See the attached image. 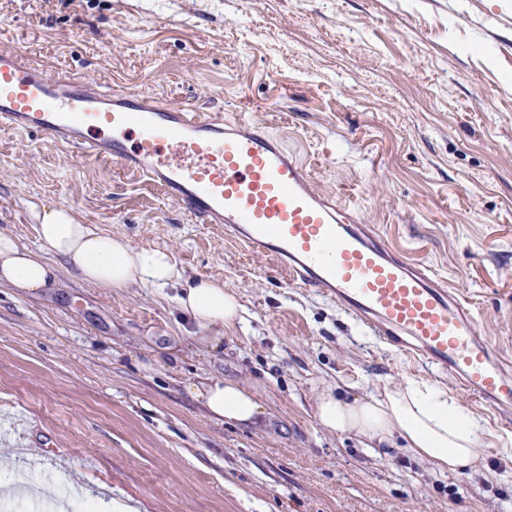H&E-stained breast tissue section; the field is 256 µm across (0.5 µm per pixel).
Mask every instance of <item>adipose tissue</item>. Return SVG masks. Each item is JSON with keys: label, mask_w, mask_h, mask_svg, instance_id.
<instances>
[{"label": "adipose tissue", "mask_w": 512, "mask_h": 512, "mask_svg": "<svg viewBox=\"0 0 512 512\" xmlns=\"http://www.w3.org/2000/svg\"><path fill=\"white\" fill-rule=\"evenodd\" d=\"M36 231L56 260L73 267L80 279L99 288L153 285L179 287L180 310L206 332L207 344L217 346L227 326L238 317L236 298L222 281L185 275L167 249L136 247L126 239L78 223L64 206L44 209ZM55 260V262H56ZM55 262L21 245L10 233L0 232V285L36 297L57 279ZM212 418L253 425L264 410L252 390L231 380H206L187 388ZM316 416L326 429L353 436L368 448H400L432 470H479L476 419L447 389L423 381H407L385 388L380 395L343 401L332 389L316 398Z\"/></svg>", "instance_id": "1"}]
</instances>
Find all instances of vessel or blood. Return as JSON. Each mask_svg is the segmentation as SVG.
<instances>
[{
    "label": "vessel or blood",
    "instance_id": "obj_1",
    "mask_svg": "<svg viewBox=\"0 0 512 512\" xmlns=\"http://www.w3.org/2000/svg\"><path fill=\"white\" fill-rule=\"evenodd\" d=\"M0 127L39 134L164 190L205 224L319 290L383 342L453 380L512 425V370L446 282L396 255L362 211L320 190L285 140L244 113L177 108L52 72L0 48Z\"/></svg>",
    "mask_w": 512,
    "mask_h": 512
}]
</instances>
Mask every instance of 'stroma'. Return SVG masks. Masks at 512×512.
Here are the masks:
<instances>
[{
  "mask_svg": "<svg viewBox=\"0 0 512 512\" xmlns=\"http://www.w3.org/2000/svg\"><path fill=\"white\" fill-rule=\"evenodd\" d=\"M512 0H0V47L53 71L250 118L317 187L453 286L512 359ZM136 246L243 307L214 348L173 287L107 290L63 268L37 297L0 287V467L67 512H512V429L463 392L483 467L440 474L366 450L315 415L436 375L138 176L0 128V229L53 260L43 207ZM247 385L258 426L211 419L188 384ZM102 498L73 500L78 487Z\"/></svg>",
  "mask_w": 512,
  "mask_h": 512,
  "instance_id": "obj_1",
  "label": "stroma"
}]
</instances>
